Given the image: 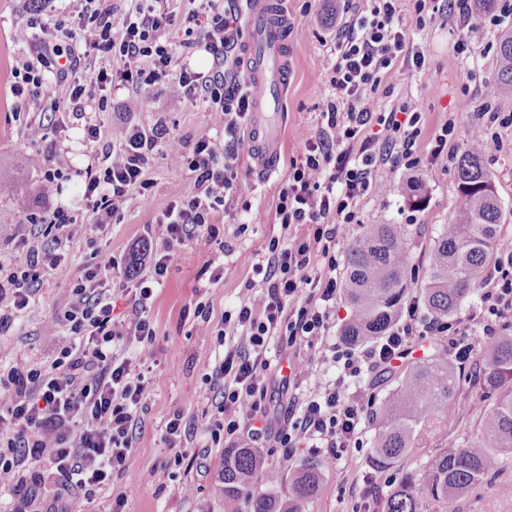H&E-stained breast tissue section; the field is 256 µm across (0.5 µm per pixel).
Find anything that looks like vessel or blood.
Instances as JSON below:
<instances>
[{
  "instance_id": "obj_1",
  "label": "vessel or blood",
  "mask_w": 512,
  "mask_h": 512,
  "mask_svg": "<svg viewBox=\"0 0 512 512\" xmlns=\"http://www.w3.org/2000/svg\"><path fill=\"white\" fill-rule=\"evenodd\" d=\"M246 79L268 120L254 125L250 140L255 179L271 178L278 170L280 154L278 117L287 107L288 79L285 71L288 22L278 0H252L247 18Z\"/></svg>"
}]
</instances>
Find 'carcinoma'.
<instances>
[{"mask_svg":"<svg viewBox=\"0 0 512 512\" xmlns=\"http://www.w3.org/2000/svg\"><path fill=\"white\" fill-rule=\"evenodd\" d=\"M498 81L512 89V35L501 39ZM485 150L466 146L456 167L462 206L455 220L442 226L424 275L423 299L433 316H453L470 296L494 255L501 201L483 166ZM4 191L28 193L25 179L15 174L0 180ZM413 281L405 233L396 224H367L348 246L344 294L353 314L340 336L351 345L387 335L399 315ZM482 383L497 394L483 419L477 442L440 450L431 461L406 474L391 490L385 512H425L427 504H448L477 486L494 470L497 448L512 449V333L488 346ZM457 371L444 358L419 362L399 375L398 386L375 409L379 430L374 439V464L386 471L402 462L419 438L448 421L444 414L457 390ZM264 461L253 448L224 449L221 480L224 503L242 502L248 512H303L316 491L322 464L307 459L295 470L291 503L256 486Z\"/></svg>","mask_w":512,"mask_h":512,"instance_id":"obj_1","label":"carcinoma"}]
</instances>
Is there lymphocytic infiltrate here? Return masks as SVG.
I'll use <instances>...</instances> for the list:
<instances>
[{
  "label": "lymphocytic infiltrate",
  "instance_id": "1",
  "mask_svg": "<svg viewBox=\"0 0 512 512\" xmlns=\"http://www.w3.org/2000/svg\"><path fill=\"white\" fill-rule=\"evenodd\" d=\"M237 9V0H198L176 45L166 37L171 14L147 0H130L122 14L112 0H77L71 42L40 41L16 86L18 98L46 99L53 111L78 117L91 106L106 107L113 90L165 82L175 95L223 113L224 131L185 140L179 163L192 188L155 216L152 242L133 243L118 257L93 250L60 317L68 341L52 350L48 365L0 368V391L10 394L0 408V473L12 476L18 495L11 512H94L98 498L111 494L113 477L128 469L139 442L148 396L143 366L132 350L156 334L146 308L163 284L172 252L198 239L217 242L222 252L228 248L216 219L239 197L243 133L253 122V99L239 70ZM344 10L347 17L331 47V92L278 191L281 235L253 264L233 308L218 316L210 301L197 304L201 321L215 322L223 353L204 376L208 419L199 425L177 410L162 430L184 475L201 470L196 446L234 448L245 439L254 448L270 440L288 453L307 448L341 459L345 449L360 446L375 404L371 389L360 382L366 371L391 366L416 336L454 337L457 361H472L466 336L499 335L512 318L510 251L483 277L480 310L468 323L421 317L411 303L387 336L357 349L327 343L342 285L336 246L345 227L359 223L364 197L382 191L380 171L422 163L421 113L405 103L376 112L368 106L373 95H390L401 66L420 69L426 63L404 14L419 25L432 14L447 15L463 28L455 49L467 59L484 50L489 29L512 16V0H505L500 14L480 20L473 19L470 0H344ZM181 46L204 48L209 69L173 71ZM52 55L69 61L63 72L69 92L60 100L49 98L43 70ZM111 59L119 60V68H107ZM157 138L134 127L118 146L103 149L84 171L80 210L58 206L26 214L30 232L15 243L24 264H0L1 337L20 327L45 274L65 261L76 237L89 231L108 236L131 194L150 196L147 172ZM116 287L132 303L131 314L121 320L112 315ZM304 344L323 345L324 362L338 375L304 395L292 392L290 379H281L278 390L287 394L288 406L283 419H273L264 405L270 355L292 354Z\"/></svg>",
  "mask_w": 512,
  "mask_h": 512
}]
</instances>
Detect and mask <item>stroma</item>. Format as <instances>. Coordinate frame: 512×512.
I'll return each instance as SVG.
<instances>
[{
  "mask_svg": "<svg viewBox=\"0 0 512 512\" xmlns=\"http://www.w3.org/2000/svg\"><path fill=\"white\" fill-rule=\"evenodd\" d=\"M73 7L72 0H0V173L22 172L31 187L22 198L0 196V263H18L19 253L10 240L26 232L24 218L29 209H49L60 203L77 205L81 173L98 152L96 144L83 139L85 122L115 136L132 125L149 130L161 122L166 129L157 142L150 171L155 183L151 197L131 196L123 206L120 223L111 229L108 247L117 256L132 241L147 238L153 217L175 196L190 191L191 180L177 163L182 139L200 133L218 134L224 128L222 113L176 97L167 84L160 83L137 91L140 105L134 113L126 111L127 91L117 90L105 110H89L86 120L61 114L66 134L51 130L46 139L30 140L29 125L49 117L48 101L24 103L12 93L23 65L35 56L38 34L30 22L37 17L54 29L69 27ZM286 8L294 28L288 37L289 86L287 110L281 116L280 171L268 182L244 184L241 199L246 209L226 213L220 219L224 240L233 247L231 253L219 256L216 244L203 239L172 252L165 283L147 309L156 325V336L134 349L150 373L148 398L141 414V439L129 469L112 483L113 493L126 499V512H232L224 503L219 478L223 453H211L207 473L185 478L168 466L171 452L161 440V431L170 411L179 408L197 418L205 407L203 378L210 358L220 347L214 323L196 318L195 305L204 294L211 297L215 310L234 305L243 281L252 274L253 263L263 256L269 241L280 236L275 210L279 187L288 175L291 159L301 154L316 124L315 114L329 93V46L337 23L332 0H286ZM511 34L509 19L490 31L486 50L466 64L454 49L457 34L447 18L437 15L426 19L415 34L416 44L428 56L426 67L403 68L392 94L376 96L369 103L370 109L408 103L422 113L430 131L455 121V150L463 152L468 136L482 123L480 106L484 101H491L498 111L512 113V94L502 91L497 80L498 44ZM50 160L69 178L48 191L41 174ZM483 163L502 203L496 246L502 253L512 249V127L500 129L498 143L485 152ZM456 167V162L444 160L429 169L383 170L380 178L385 189L362 201L360 223L348 226L337 246L338 262H345L347 245L360 233L362 224H397L406 233L414 267L425 269L441 225L454 220L461 202ZM414 181L421 184L425 200L419 209L410 201ZM218 258L223 259L227 270L224 282L206 288L203 270ZM90 259L91 249L85 241L71 245L67 260L45 276L39 297L20 330L0 338V360L30 367L43 362L50 347L66 344L59 318L80 266ZM322 355L320 346L302 347L294 360L283 358L272 365L269 378L279 381L281 367L288 365L303 390H310L323 379ZM483 371L484 362L479 358L458 365V389L447 427L422 437L402 466L388 470L390 485H397L404 472L423 466L444 445H468L477 438L483 416L495 402L494 395L481 386ZM377 428V420L368 418L361 447L348 449L339 461L322 457L319 487L307 503V512H384V496L367 494L364 481L374 468ZM262 453L267 469L257 478L258 489L273 490L282 500H290L292 471L310 457V450L297 448L288 457L282 449L266 447ZM497 454L498 466L483 482L449 506L429 504L427 512H512V450L501 448Z\"/></svg>",
  "mask_w": 512,
  "mask_h": 512,
  "instance_id": "35a3bbf8",
  "label": "stroma"
}]
</instances>
